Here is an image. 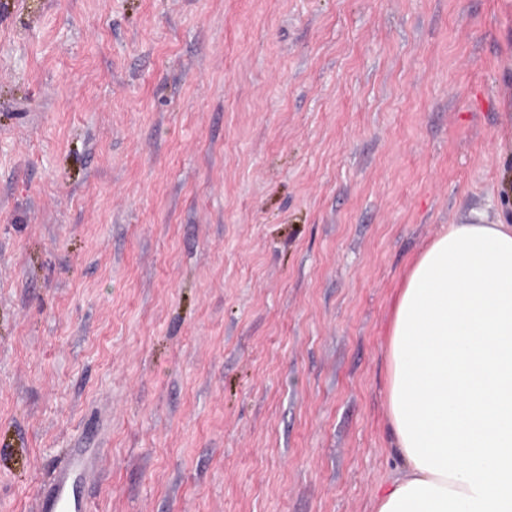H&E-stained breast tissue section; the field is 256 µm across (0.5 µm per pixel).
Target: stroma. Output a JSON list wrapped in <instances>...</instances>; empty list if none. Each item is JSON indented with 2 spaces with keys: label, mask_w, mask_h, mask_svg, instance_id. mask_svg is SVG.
<instances>
[{
  "label": "stroma",
  "mask_w": 512,
  "mask_h": 512,
  "mask_svg": "<svg viewBox=\"0 0 512 512\" xmlns=\"http://www.w3.org/2000/svg\"><path fill=\"white\" fill-rule=\"evenodd\" d=\"M512 222V0H0V512H377L422 252ZM78 462L73 458L59 468L48 493L40 498L39 512H77L81 508L71 484V470Z\"/></svg>",
  "instance_id": "stroma-1"
}]
</instances>
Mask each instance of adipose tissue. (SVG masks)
Instances as JSON below:
<instances>
[{"mask_svg":"<svg viewBox=\"0 0 512 512\" xmlns=\"http://www.w3.org/2000/svg\"><path fill=\"white\" fill-rule=\"evenodd\" d=\"M406 471L377 512H512V225L451 224L415 262L388 344Z\"/></svg>","mask_w":512,"mask_h":512,"instance_id":"obj_1","label":"adipose tissue"}]
</instances>
